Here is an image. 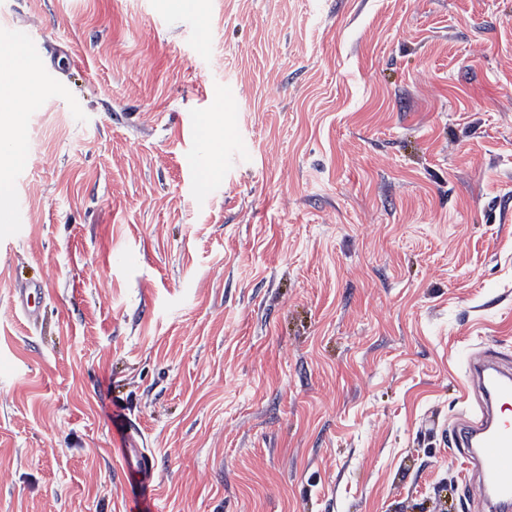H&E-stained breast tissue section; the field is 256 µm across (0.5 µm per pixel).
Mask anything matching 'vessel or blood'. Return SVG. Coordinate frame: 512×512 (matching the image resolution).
Returning a JSON list of instances; mask_svg holds the SVG:
<instances>
[{"mask_svg":"<svg viewBox=\"0 0 512 512\" xmlns=\"http://www.w3.org/2000/svg\"><path fill=\"white\" fill-rule=\"evenodd\" d=\"M471 386L477 395L476 415L456 426L453 438L467 449L479 472L476 495L489 512H512V369L490 354L479 353L468 363ZM118 459L131 480L127 491L139 503L152 499L154 459L146 449L123 441Z\"/></svg>","mask_w":512,"mask_h":512,"instance_id":"obj_1","label":"vessel or blood"}]
</instances>
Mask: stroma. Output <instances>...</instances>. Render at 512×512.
I'll use <instances>...</instances> for the list:
<instances>
[{
    "label": "stroma",
    "mask_w": 512,
    "mask_h": 512,
    "mask_svg": "<svg viewBox=\"0 0 512 512\" xmlns=\"http://www.w3.org/2000/svg\"><path fill=\"white\" fill-rule=\"evenodd\" d=\"M0 48V512H134L118 407L153 512H477L512 0H0ZM128 425L129 431L118 448V459L122 470L135 478L128 482L129 496L140 504H144L152 500L154 458L146 448H137V445L130 443L129 440L133 439V433H137V431L131 421L128 422Z\"/></svg>",
    "instance_id": "35a3bbf8"
}]
</instances>
